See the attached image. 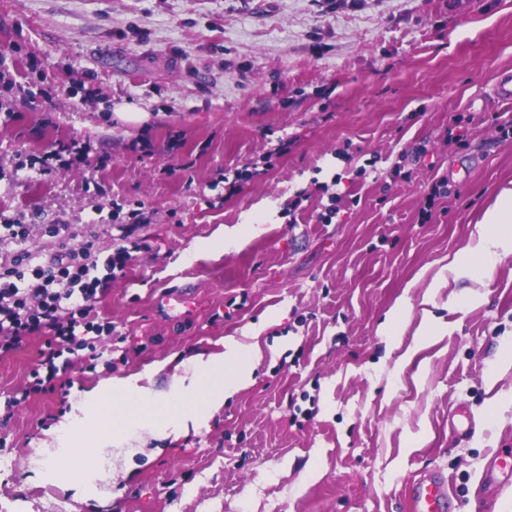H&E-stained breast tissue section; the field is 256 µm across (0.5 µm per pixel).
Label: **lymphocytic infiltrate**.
<instances>
[{
    "label": "lymphocytic infiltrate",
    "instance_id": "obj_1",
    "mask_svg": "<svg viewBox=\"0 0 512 512\" xmlns=\"http://www.w3.org/2000/svg\"><path fill=\"white\" fill-rule=\"evenodd\" d=\"M66 231L63 224L47 225V234L57 243L48 259H34L20 247L9 262L0 263V354L13 352L31 336H42L46 350L31 371L38 386L58 379L62 353L94 350L90 315L99 294L130 256L124 246L100 257L91 240L73 249Z\"/></svg>",
    "mask_w": 512,
    "mask_h": 512
}]
</instances>
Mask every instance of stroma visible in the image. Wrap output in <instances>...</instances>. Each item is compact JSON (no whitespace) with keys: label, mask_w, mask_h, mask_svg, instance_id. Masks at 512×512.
<instances>
[{"label":"stroma","mask_w":512,"mask_h":512,"mask_svg":"<svg viewBox=\"0 0 512 512\" xmlns=\"http://www.w3.org/2000/svg\"><path fill=\"white\" fill-rule=\"evenodd\" d=\"M0 68V225L27 224L26 248L49 255L45 225L66 224L70 247L107 255L130 204L148 217L71 388L34 390L41 337L0 357V512H412L429 471L455 512H512V486L484 480L488 450L512 448V253L477 279L446 270L512 188V101L494 93L512 0L453 22L448 0H0ZM71 143L88 162L42 173ZM417 144L427 155L393 176ZM231 232L241 243L201 254ZM403 299L396 348L381 328ZM426 317L447 332L419 343ZM230 338L260 345L249 386L158 433L116 401L136 453L81 488L58 480L49 432L69 421L84 443V392L165 394ZM452 412L470 439L449 440Z\"/></svg>","instance_id":"obj_1"}]
</instances>
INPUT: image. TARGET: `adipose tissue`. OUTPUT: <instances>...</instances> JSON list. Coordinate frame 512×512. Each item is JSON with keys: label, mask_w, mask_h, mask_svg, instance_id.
<instances>
[{"label": "adipose tissue", "mask_w": 512, "mask_h": 512, "mask_svg": "<svg viewBox=\"0 0 512 512\" xmlns=\"http://www.w3.org/2000/svg\"><path fill=\"white\" fill-rule=\"evenodd\" d=\"M476 243L469 258L454 257L449 270L458 276L477 277L490 271L497 259L512 252V188H503L493 203L485 208L475 226ZM258 347H246L230 340L224 344V352L208 358L190 360L192 373L190 387L177 386L164 397L145 392L130 394L133 403H147L155 418L171 424L186 420L206 418L212 410L221 406L226 397L232 396L252 382L254 361ZM112 393L98 387L86 392L81 403L97 416L90 430L92 446L79 450L69 448L68 425H60L54 431V440L64 453L57 461L58 476L67 486L78 487L89 461L107 460L111 447L118 441L128 440L129 434L112 427Z\"/></svg>", "instance_id": "ef3b65f1"}]
</instances>
